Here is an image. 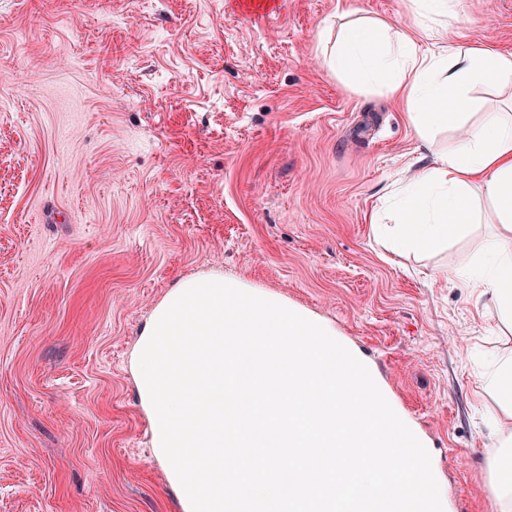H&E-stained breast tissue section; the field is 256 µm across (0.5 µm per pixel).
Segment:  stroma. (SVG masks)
Returning <instances> with one entry per match:
<instances>
[{"label":"stroma","instance_id":"stroma-1","mask_svg":"<svg viewBox=\"0 0 512 512\" xmlns=\"http://www.w3.org/2000/svg\"><path fill=\"white\" fill-rule=\"evenodd\" d=\"M448 36L512 53V0ZM409 0H0V512H180L129 355L182 276L223 269L329 322L434 448L447 512H495L504 352L459 269L494 234L383 260L370 217L432 163L383 90L319 60ZM512 380V352L510 355H503L497 361V367L494 372L484 379L486 391H494L501 395L507 406L502 407L509 418H512V392L504 388L506 381Z\"/></svg>","mask_w":512,"mask_h":512}]
</instances>
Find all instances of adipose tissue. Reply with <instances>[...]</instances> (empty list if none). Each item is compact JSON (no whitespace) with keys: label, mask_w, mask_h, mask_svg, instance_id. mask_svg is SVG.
Returning a JSON list of instances; mask_svg holds the SVG:
<instances>
[{"label":"adipose tissue","mask_w":512,"mask_h":512,"mask_svg":"<svg viewBox=\"0 0 512 512\" xmlns=\"http://www.w3.org/2000/svg\"><path fill=\"white\" fill-rule=\"evenodd\" d=\"M413 23L392 30L383 20H354L340 32L323 60L355 92L379 86L401 100L415 137L434 144L453 131L456 145L438 151L431 165L399 184L386 209L375 211V239L385 249L434 250L471 225L493 224L488 241L466 271L470 287L487 296L502 331H512V113L489 112L474 97L477 85L512 88V55L449 39L445 19L462 15L461 0H411ZM439 44L421 52L420 32ZM489 467L498 512H512V434Z\"/></svg>","instance_id":"obj_1"}]
</instances>
